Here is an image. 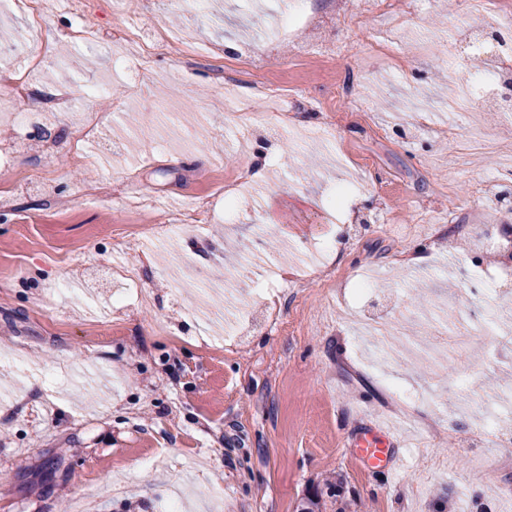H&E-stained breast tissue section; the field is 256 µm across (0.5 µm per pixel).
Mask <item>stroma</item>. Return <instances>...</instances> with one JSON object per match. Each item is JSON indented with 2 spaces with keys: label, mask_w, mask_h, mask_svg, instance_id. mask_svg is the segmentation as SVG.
Here are the masks:
<instances>
[{
  "label": "stroma",
  "mask_w": 512,
  "mask_h": 512,
  "mask_svg": "<svg viewBox=\"0 0 512 512\" xmlns=\"http://www.w3.org/2000/svg\"><path fill=\"white\" fill-rule=\"evenodd\" d=\"M0 17V64L20 61L35 18L49 53L25 79L21 108L36 113L43 138L0 115V512H69L86 497L91 512H160L174 483L183 512H297L318 495L321 512H507L512 444L466 441L477 414L463 395L496 401L512 415V335L492 326L465 349L432 347L421 323L448 335L472 330L478 290L457 273L454 237L426 242L417 201L431 220L448 219V199H470L484 185L512 188L505 156L469 157L470 123L512 148V116L468 118L445 103L464 71L449 73L440 46L463 0H433L412 15L396 0L375 25L414 61L399 72L364 53L365 37L347 27L371 0H212L206 12H178L169 0H36ZM295 17L280 37L262 26L273 12ZM83 43L66 34L76 23ZM346 42L325 58L317 41ZM122 59L125 71L113 68ZM230 70L232 98L215 76ZM267 79L287 89L278 104L256 103ZM365 82V109L349 108L337 87ZM70 86L73 108L47 112L43 100ZM300 123L324 113L338 122L331 140L293 154L291 132L274 133L276 114ZM111 114L93 161L72 158L69 129L90 112ZM55 165L44 169L46 143ZM266 165L232 218L217 184L237 166ZM50 173L51 199L25 186ZM108 180L112 192L82 195ZM207 200L214 220L168 239L175 208ZM340 239L330 286L269 288L268 268L308 267L305 246ZM424 245L421 264L401 252ZM138 270L125 308L112 303L117 267ZM369 293L355 294L361 273ZM92 289L78 301L60 284ZM269 296H257L260 288ZM276 306L280 328H257L225 343L239 312ZM383 315L409 340L382 353ZM470 383L454 390L458 373ZM411 390L417 412L452 422V439L426 441L394 420L386 380ZM375 424L396 437L386 466L364 462L354 438ZM489 482L471 492L477 472Z\"/></svg>",
  "instance_id": "stroma-1"
}]
</instances>
